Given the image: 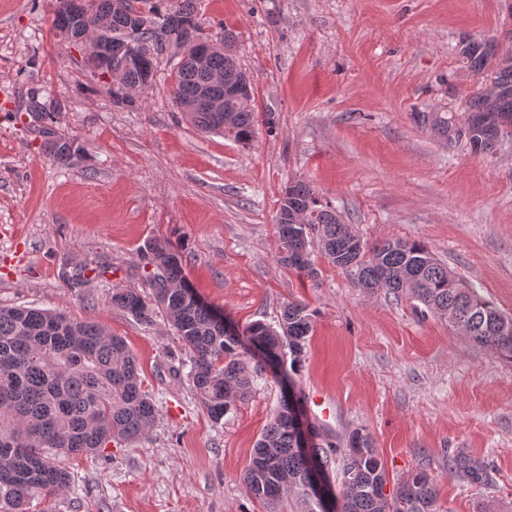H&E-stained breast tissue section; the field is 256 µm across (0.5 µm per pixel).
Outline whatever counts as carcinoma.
Listing matches in <instances>:
<instances>
[{
  "label": "carcinoma",
  "mask_w": 512,
  "mask_h": 512,
  "mask_svg": "<svg viewBox=\"0 0 512 512\" xmlns=\"http://www.w3.org/2000/svg\"><path fill=\"white\" fill-rule=\"evenodd\" d=\"M88 15L69 16L65 0H56L51 28L77 44L85 43L82 70L112 85L113 103L136 107L129 89L143 92L155 80H145L143 66L156 68L160 40L176 47L216 43L207 65L179 62L169 93L171 105L182 110L188 97L197 98L185 116L198 129L228 135L238 143L253 142L258 126L254 94L240 90L245 72L235 57L224 55V43H235L229 29L206 34L193 0H173L161 12L154 0H87ZM462 57L473 72L489 82L464 102L466 124L457 127L445 116L421 115L423 125L453 140H464L476 154L496 150L504 124L512 125V51L501 52L492 39L465 41ZM220 74L224 81L212 82ZM224 99V111L214 112L211 98ZM28 110L37 113L50 133L54 108L28 98ZM234 122L224 128V112ZM53 158L64 164L73 153L68 142L50 140ZM307 212L305 224H279L281 249H305L303 264L290 268L301 275H317L311 258L316 246L336 266L356 268L360 288L381 287L395 296L408 295L418 302L421 316L433 315L462 329L475 345L512 363V330L502 331L512 316L499 310L476 288L456 278L429 248L416 241L386 240L368 247L336 208L322 200L310 185L297 181L285 188L280 209ZM146 265L153 267L151 295L132 288L112 290V306L150 326L161 313L189 350L191 378L197 395L216 422L252 393L264 361L275 362L281 376L296 373L306 353L312 331L307 305L290 302L274 326L255 321L243 328L203 303L182 283L179 258L159 242L147 244ZM302 397H283L277 412L258 440L244 473L250 494L273 501L284 487L300 490L320 512H440L433 479L416 470L384 497L380 489L388 475L364 430L354 431L344 453L327 437L309 448L303 437L310 432L301 406ZM158 409L142 389L136 360L125 341L105 332L94 322L28 307L0 306V512H27L34 495L55 496L70 483L60 459L70 455H96L112 442H134L154 427ZM342 458L340 495L334 509L325 507V492L312 482V474L327 472ZM462 474L482 486L489 480L485 460L457 451L448 455V474Z\"/></svg>",
  "instance_id": "carcinoma-1"
}]
</instances>
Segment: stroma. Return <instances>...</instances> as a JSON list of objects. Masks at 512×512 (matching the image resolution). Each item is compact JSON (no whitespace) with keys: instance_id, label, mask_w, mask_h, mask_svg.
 Returning a JSON list of instances; mask_svg holds the SVG:
<instances>
[{"instance_id":"35a3bbf8","label":"stroma","mask_w":512,"mask_h":512,"mask_svg":"<svg viewBox=\"0 0 512 512\" xmlns=\"http://www.w3.org/2000/svg\"><path fill=\"white\" fill-rule=\"evenodd\" d=\"M55 0H0V306L27 305L103 325L125 339L158 408L146 437L70 457V486L29 512H309L301 493L268 503L243 473L288 385L306 416L345 443L373 438L390 483L426 471L442 512H512V363L321 251L308 278L278 260L275 215L288 184L330 200L367 244L428 246L463 281L512 315V132L477 155L424 127L419 113L465 119L478 88L460 55L471 38L512 50V0H196L208 32L228 27L236 58L270 115L252 143L205 134L168 98L181 58H158L135 110L73 64L53 36ZM59 100L50 155L26 104ZM166 243L187 285L242 327L313 311L301 367L266 372L252 395L213 421L190 355L164 318L141 324L110 291L150 294L140 250ZM484 459L485 486L448 473V454Z\"/></svg>"}]
</instances>
